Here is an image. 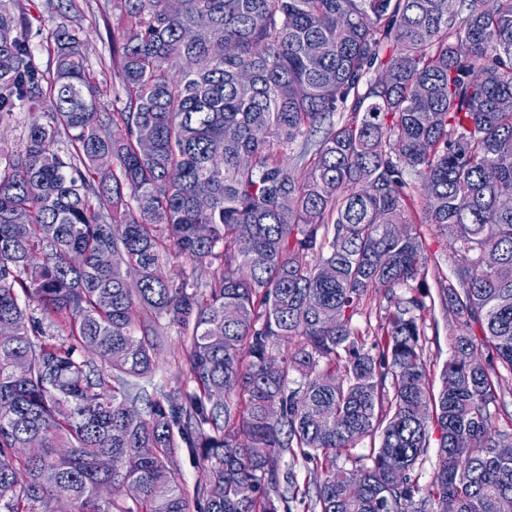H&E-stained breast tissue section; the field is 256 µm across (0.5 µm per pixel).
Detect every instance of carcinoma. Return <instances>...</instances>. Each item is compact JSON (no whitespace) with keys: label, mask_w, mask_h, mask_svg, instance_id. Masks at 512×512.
Instances as JSON below:
<instances>
[{"label":"carcinoma","mask_w":512,"mask_h":512,"mask_svg":"<svg viewBox=\"0 0 512 512\" xmlns=\"http://www.w3.org/2000/svg\"><path fill=\"white\" fill-rule=\"evenodd\" d=\"M469 2L112 0L110 109L81 28L51 32L49 75L0 7V120L44 109L0 174L6 512H190L180 447L209 463L198 512H512L492 380L512 372V0ZM224 42L234 53L214 56ZM418 224L458 257L437 391L424 296L396 300L370 344L353 324L373 286L426 282ZM172 251L209 280L163 276ZM163 320L193 387L141 408ZM434 431L425 490L413 472ZM301 464L321 479L300 485ZM119 482L140 498H102Z\"/></svg>","instance_id":"obj_1"}]
</instances>
